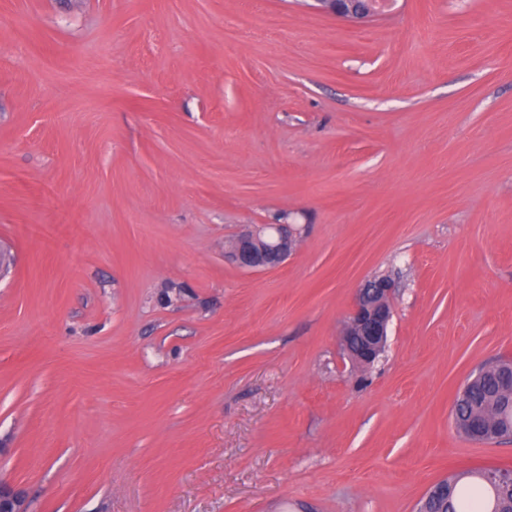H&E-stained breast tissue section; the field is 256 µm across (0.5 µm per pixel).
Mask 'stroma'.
Instances as JSON below:
<instances>
[{
  "mask_svg": "<svg viewBox=\"0 0 512 512\" xmlns=\"http://www.w3.org/2000/svg\"><path fill=\"white\" fill-rule=\"evenodd\" d=\"M283 223L280 268L225 260ZM0 246L27 512H416L512 469L452 416L512 360V0H0ZM318 9L351 24L360 25L375 17L382 8V0H312ZM293 224L252 225L232 241L224 257L245 271L279 268L297 246V229ZM394 290V281L383 277L372 278L358 290L346 332L347 335L354 333L358 336L353 347L347 342L345 344V353L352 362L371 365L384 351L392 318Z\"/></svg>",
  "mask_w": 512,
  "mask_h": 512,
  "instance_id": "obj_1",
  "label": "stroma"
}]
</instances>
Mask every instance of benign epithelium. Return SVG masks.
<instances>
[{
	"label": "benign epithelium",
	"mask_w": 512,
	"mask_h": 512,
	"mask_svg": "<svg viewBox=\"0 0 512 512\" xmlns=\"http://www.w3.org/2000/svg\"><path fill=\"white\" fill-rule=\"evenodd\" d=\"M318 9L351 24L360 25L375 17L382 0H314ZM297 246V229L292 224H258L235 236L224 257L245 271L280 267ZM394 281L373 278L358 290L348 317L347 333L358 336L357 343L345 346L348 358L360 365L374 363L384 351L392 318ZM493 491H512V472H488ZM0 512H26L22 492L0 480Z\"/></svg>",
	"instance_id": "benign-epithelium-1"
}]
</instances>
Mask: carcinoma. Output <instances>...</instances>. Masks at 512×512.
<instances>
[{
    "label": "carcinoma",
    "instance_id": "carcinoma-1",
    "mask_svg": "<svg viewBox=\"0 0 512 512\" xmlns=\"http://www.w3.org/2000/svg\"><path fill=\"white\" fill-rule=\"evenodd\" d=\"M512 362L503 360L482 368L473 375L454 406V422L459 431L470 436L468 421L485 414L489 420L490 435L485 440L497 441L512 436ZM492 512V493L484 482L473 487L454 484L448 491V502L432 504L434 512Z\"/></svg>",
    "mask_w": 512,
    "mask_h": 512
}]
</instances>
